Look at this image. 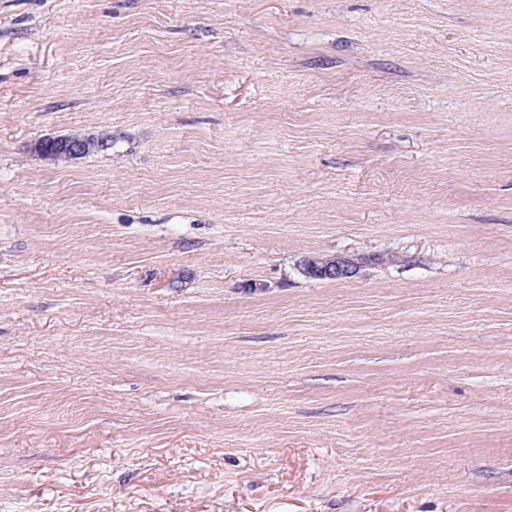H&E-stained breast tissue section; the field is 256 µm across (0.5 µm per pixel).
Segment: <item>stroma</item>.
Segmentation results:
<instances>
[{
    "label": "stroma",
    "mask_w": 512,
    "mask_h": 512,
    "mask_svg": "<svg viewBox=\"0 0 512 512\" xmlns=\"http://www.w3.org/2000/svg\"><path fill=\"white\" fill-rule=\"evenodd\" d=\"M0 512H512V0H0ZM111 146L112 137L110 136L102 143L90 147L85 153V142L83 140L74 139L69 135H66L42 139L38 143V150L43 156L61 158L65 160H76L100 150H107L111 148ZM365 262L351 256L309 257L302 265L303 274L310 279L342 281L357 276Z\"/></svg>",
    "instance_id": "obj_1"
}]
</instances>
